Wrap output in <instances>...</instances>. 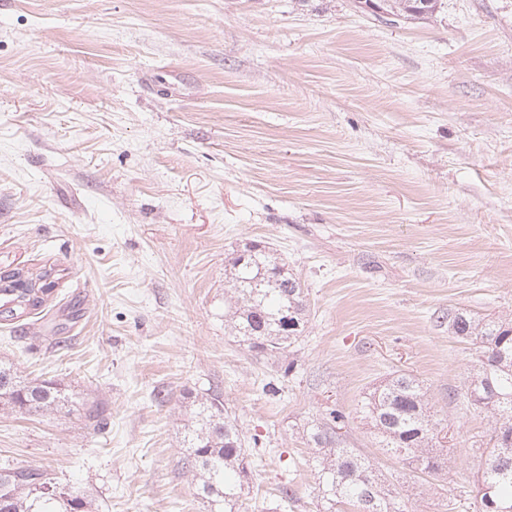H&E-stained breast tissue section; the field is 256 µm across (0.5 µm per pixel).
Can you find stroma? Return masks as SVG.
I'll list each match as a JSON object with an SVG mask.
<instances>
[{"label": "stroma", "mask_w": 512, "mask_h": 512, "mask_svg": "<svg viewBox=\"0 0 512 512\" xmlns=\"http://www.w3.org/2000/svg\"><path fill=\"white\" fill-rule=\"evenodd\" d=\"M252 240L309 300L272 356L224 327V267ZM16 267L58 281L42 314L0 319V359L75 404L0 410V464L92 512H208L184 437L216 394L250 453L241 512H322L307 433L333 410L402 512H475L470 448L494 422L461 397L471 349L448 315L512 318V0L395 22L355 0H0ZM401 372L437 423L433 478L360 412Z\"/></svg>", "instance_id": "35a3bbf8"}]
</instances>
